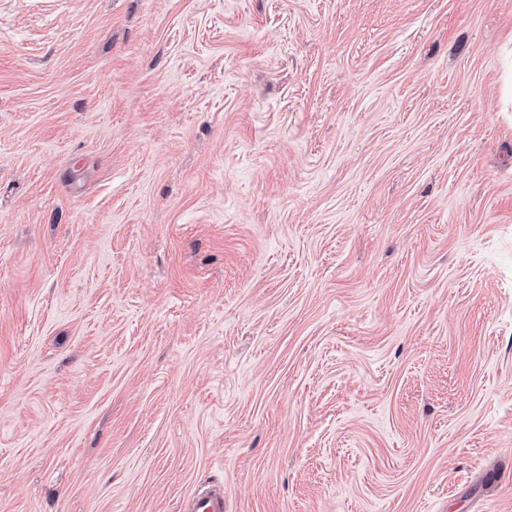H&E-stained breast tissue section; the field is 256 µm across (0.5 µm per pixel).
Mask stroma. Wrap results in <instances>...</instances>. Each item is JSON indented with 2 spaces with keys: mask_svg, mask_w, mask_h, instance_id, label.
<instances>
[{
  "mask_svg": "<svg viewBox=\"0 0 512 512\" xmlns=\"http://www.w3.org/2000/svg\"><path fill=\"white\" fill-rule=\"evenodd\" d=\"M512 0H0V512H512ZM184 512H224V490L209 487L201 490L184 506Z\"/></svg>",
  "mask_w": 512,
  "mask_h": 512,
  "instance_id": "35a3bbf8",
  "label": "stroma"
}]
</instances>
